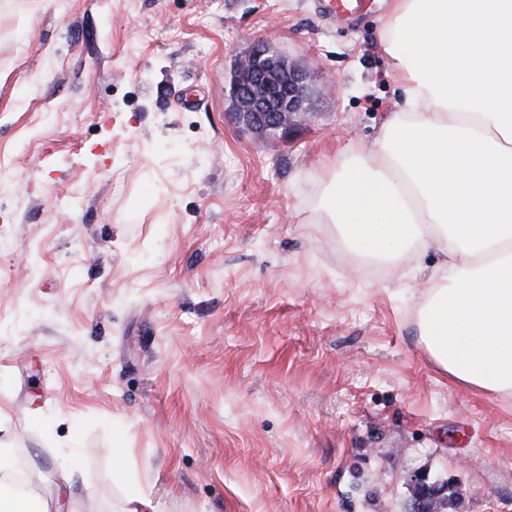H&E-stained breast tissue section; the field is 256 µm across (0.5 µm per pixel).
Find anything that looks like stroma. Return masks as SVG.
Instances as JSON below:
<instances>
[{"label":"stroma","instance_id":"35a3bbf8","mask_svg":"<svg viewBox=\"0 0 512 512\" xmlns=\"http://www.w3.org/2000/svg\"><path fill=\"white\" fill-rule=\"evenodd\" d=\"M374 2L0 0V458L55 512H403L416 470L512 512V396L418 339L435 255L349 272L312 210L400 106ZM257 46L308 71L284 139L234 114ZM323 9L335 20H352L371 11V0H322Z\"/></svg>","mask_w":512,"mask_h":512}]
</instances>
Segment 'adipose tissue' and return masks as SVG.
I'll use <instances>...</instances> for the list:
<instances>
[{
  "mask_svg": "<svg viewBox=\"0 0 512 512\" xmlns=\"http://www.w3.org/2000/svg\"><path fill=\"white\" fill-rule=\"evenodd\" d=\"M404 103L315 203L351 259L434 251L418 335L468 388L512 394V0H390Z\"/></svg>",
  "mask_w": 512,
  "mask_h": 512,
  "instance_id": "ef3b65f1",
  "label": "adipose tissue"
}]
</instances>
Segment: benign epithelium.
Instances as JSON below:
<instances>
[{
	"label": "benign epithelium",
	"instance_id": "benign-epithelium-1",
	"mask_svg": "<svg viewBox=\"0 0 512 512\" xmlns=\"http://www.w3.org/2000/svg\"><path fill=\"white\" fill-rule=\"evenodd\" d=\"M304 68L288 57L257 47L237 63L233 81V109L239 121L253 133L288 135L309 115V88ZM410 481L415 488L407 512H436L439 498L446 492L429 474L414 471Z\"/></svg>",
	"mask_w": 512,
	"mask_h": 512
}]
</instances>
